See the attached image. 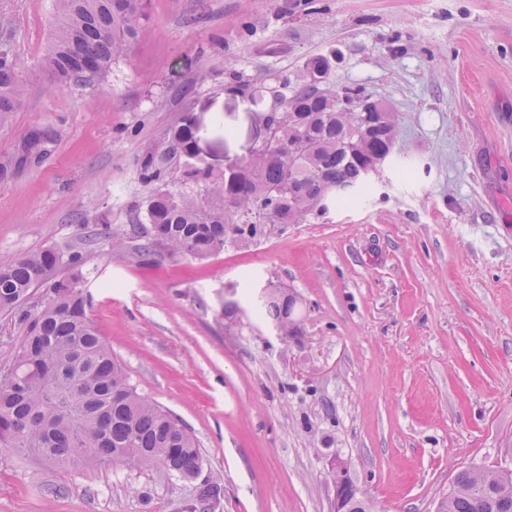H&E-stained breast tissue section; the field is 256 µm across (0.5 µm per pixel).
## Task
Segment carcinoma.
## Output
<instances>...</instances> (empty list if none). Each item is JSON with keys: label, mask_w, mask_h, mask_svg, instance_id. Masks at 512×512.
<instances>
[{"label": "carcinoma", "mask_w": 512, "mask_h": 512, "mask_svg": "<svg viewBox=\"0 0 512 512\" xmlns=\"http://www.w3.org/2000/svg\"><path fill=\"white\" fill-rule=\"evenodd\" d=\"M57 22L38 69L22 72L16 33L0 13V114L19 109L29 84L96 85L126 56L141 32V0H56ZM316 13L315 0H292L290 17ZM266 20L244 18L241 38ZM334 49L305 58L266 92L281 99L277 131L268 146L243 164L215 173L187 163L180 180L205 188L200 200L165 189L167 170L153 150L140 159V176L152 186L145 204L146 223L130 225L141 259L188 256L205 259L227 246L247 247L290 224L325 215L331 206L364 194L363 170L369 154L384 152L394 140L396 113L383 119L374 100L356 86L330 83ZM170 151L191 157L186 129L175 131ZM94 239L122 248L125 236L100 222ZM88 250L71 249L68 274L53 249L0 261V311L25 305L36 288L49 294L29 315V332L11 371L0 379V442L50 466L71 470L127 467L168 471L183 482L196 479L205 459L196 437L170 411L138 393L88 313L80 287ZM275 321L290 311V298L274 294L261 303ZM505 477L480 487L472 469L456 474L443 501L446 512H494L497 495L512 494V472L486 467ZM224 497L222 484L196 486L185 512H208L206 503Z\"/></svg>", "instance_id": "carcinoma-1"}]
</instances>
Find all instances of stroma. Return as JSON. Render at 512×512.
I'll return each mask as SVG.
<instances>
[{
    "label": "stroma",
    "mask_w": 512,
    "mask_h": 512,
    "mask_svg": "<svg viewBox=\"0 0 512 512\" xmlns=\"http://www.w3.org/2000/svg\"><path fill=\"white\" fill-rule=\"evenodd\" d=\"M143 35L97 86L29 85L0 116V261L68 252L150 192L145 150L193 116L216 171L248 158L270 87L339 48L334 84L399 114L383 174L351 207L207 260L92 246L90 316L139 393L177 415L221 478L217 512H331L343 460L376 512H435L457 472L512 469V0H144ZM23 70L55 0H0ZM269 24L237 36L246 15ZM297 299L294 334L258 314ZM194 486L111 467L66 471L0 447V512H183Z\"/></svg>",
    "instance_id": "1"
}]
</instances>
